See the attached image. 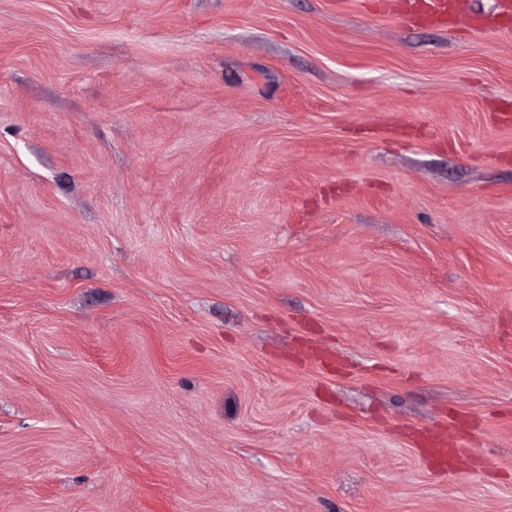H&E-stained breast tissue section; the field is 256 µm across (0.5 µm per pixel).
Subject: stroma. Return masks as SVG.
I'll return each mask as SVG.
<instances>
[{
	"instance_id": "stroma-1",
	"label": "stroma",
	"mask_w": 512,
	"mask_h": 512,
	"mask_svg": "<svg viewBox=\"0 0 512 512\" xmlns=\"http://www.w3.org/2000/svg\"><path fill=\"white\" fill-rule=\"evenodd\" d=\"M461 2L0 0V512H512V18ZM420 439L432 447L430 450L440 464L449 468L460 467L466 452L448 441L446 433L440 430H426L421 433Z\"/></svg>"
}]
</instances>
